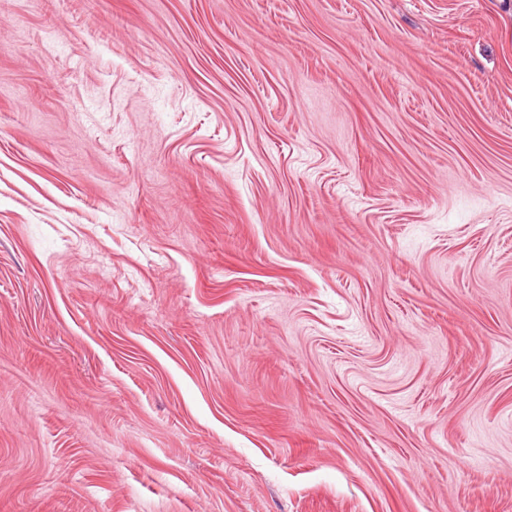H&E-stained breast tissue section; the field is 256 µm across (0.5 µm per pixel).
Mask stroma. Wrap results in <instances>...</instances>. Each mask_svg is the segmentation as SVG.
I'll return each mask as SVG.
<instances>
[{
  "instance_id": "obj_1",
  "label": "stroma",
  "mask_w": 512,
  "mask_h": 512,
  "mask_svg": "<svg viewBox=\"0 0 512 512\" xmlns=\"http://www.w3.org/2000/svg\"><path fill=\"white\" fill-rule=\"evenodd\" d=\"M0 512H512V0H0Z\"/></svg>"
}]
</instances>
